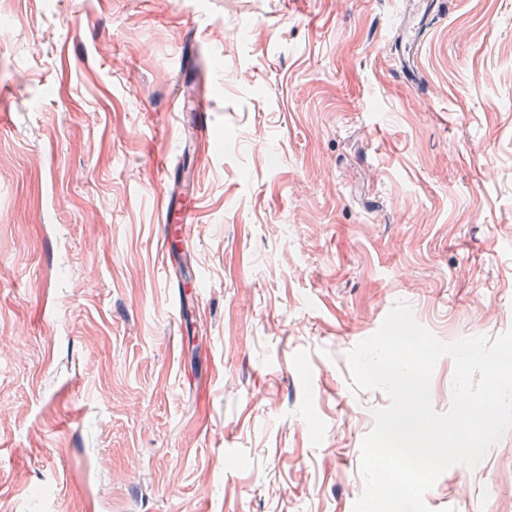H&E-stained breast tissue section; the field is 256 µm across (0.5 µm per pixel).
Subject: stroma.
Instances as JSON below:
<instances>
[{
    "mask_svg": "<svg viewBox=\"0 0 512 512\" xmlns=\"http://www.w3.org/2000/svg\"><path fill=\"white\" fill-rule=\"evenodd\" d=\"M0 512H353L400 301L512 329V0H0ZM192 40L207 137L172 138ZM203 171L164 276L159 159ZM512 512V429L425 495ZM437 0H403L396 33L395 70L407 84H416L420 74L418 52L425 38L426 23L439 7Z\"/></svg>",
    "mask_w": 512,
    "mask_h": 512,
    "instance_id": "stroma-1",
    "label": "stroma"
}]
</instances>
